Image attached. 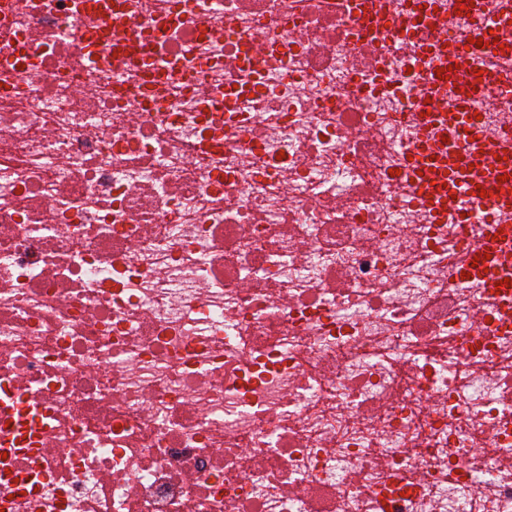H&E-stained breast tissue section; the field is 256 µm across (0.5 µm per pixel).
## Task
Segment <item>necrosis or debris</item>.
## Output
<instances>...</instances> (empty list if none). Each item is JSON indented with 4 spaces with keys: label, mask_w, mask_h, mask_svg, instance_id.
Masks as SVG:
<instances>
[{
    "label": "necrosis or debris",
    "mask_w": 512,
    "mask_h": 512,
    "mask_svg": "<svg viewBox=\"0 0 512 512\" xmlns=\"http://www.w3.org/2000/svg\"><path fill=\"white\" fill-rule=\"evenodd\" d=\"M431 99L512 144V0H0V512H512Z\"/></svg>",
    "instance_id": "1"
}]
</instances>
